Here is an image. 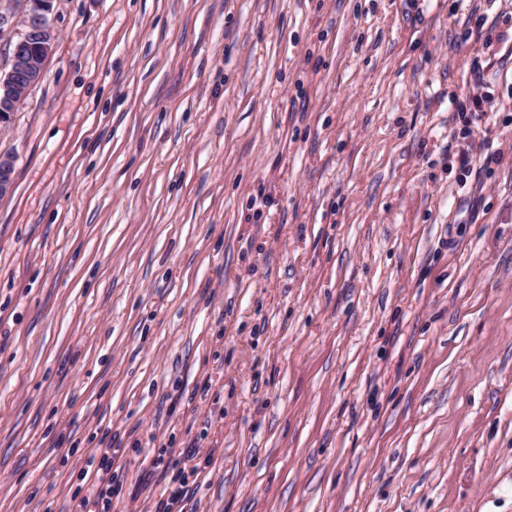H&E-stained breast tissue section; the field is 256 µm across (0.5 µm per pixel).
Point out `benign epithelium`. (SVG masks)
<instances>
[{
	"mask_svg": "<svg viewBox=\"0 0 512 512\" xmlns=\"http://www.w3.org/2000/svg\"><path fill=\"white\" fill-rule=\"evenodd\" d=\"M52 12L53 0H25L19 16L13 9L0 6V39L9 38L11 46L9 67L0 71V124L7 122L44 76L57 43ZM12 171V158L0 154V197L11 189Z\"/></svg>",
	"mask_w": 512,
	"mask_h": 512,
	"instance_id": "7a95c632",
	"label": "benign epithelium"
}]
</instances>
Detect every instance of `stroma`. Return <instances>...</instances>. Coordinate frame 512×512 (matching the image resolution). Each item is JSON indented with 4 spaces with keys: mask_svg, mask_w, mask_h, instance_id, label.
Returning <instances> with one entry per match:
<instances>
[{
    "mask_svg": "<svg viewBox=\"0 0 512 512\" xmlns=\"http://www.w3.org/2000/svg\"><path fill=\"white\" fill-rule=\"evenodd\" d=\"M52 20L0 127V512L112 445L154 512L194 443L197 512H512V0Z\"/></svg>",
    "mask_w": 512,
    "mask_h": 512,
    "instance_id": "stroma-1",
    "label": "stroma"
}]
</instances>
